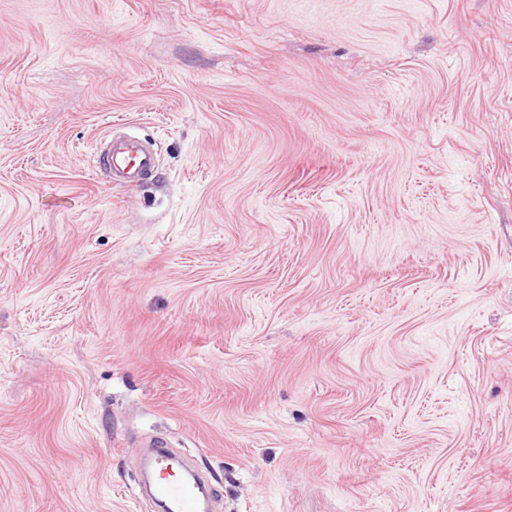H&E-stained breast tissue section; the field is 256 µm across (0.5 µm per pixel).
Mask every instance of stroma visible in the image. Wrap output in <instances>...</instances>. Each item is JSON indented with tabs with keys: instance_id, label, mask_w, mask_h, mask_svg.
I'll return each mask as SVG.
<instances>
[{
	"instance_id": "35a3bbf8",
	"label": "stroma",
	"mask_w": 512,
	"mask_h": 512,
	"mask_svg": "<svg viewBox=\"0 0 512 512\" xmlns=\"http://www.w3.org/2000/svg\"><path fill=\"white\" fill-rule=\"evenodd\" d=\"M154 438L217 512H512V0H0V512H152ZM155 151L135 136L111 139L99 155L110 173L114 187L134 188L152 177L156 168Z\"/></svg>"
}]
</instances>
